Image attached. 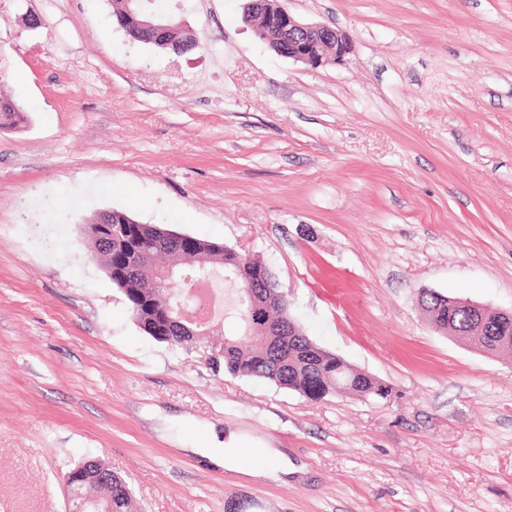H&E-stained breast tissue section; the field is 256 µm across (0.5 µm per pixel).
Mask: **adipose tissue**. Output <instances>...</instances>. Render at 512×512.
I'll return each mask as SVG.
<instances>
[{
	"label": "adipose tissue",
	"instance_id": "adipose-tissue-1",
	"mask_svg": "<svg viewBox=\"0 0 512 512\" xmlns=\"http://www.w3.org/2000/svg\"><path fill=\"white\" fill-rule=\"evenodd\" d=\"M203 447L205 456L213 461L237 467L250 476L275 479L295 470L286 457L272 448H262L255 452L240 446L235 440L231 441L229 447L222 448L212 438L204 441Z\"/></svg>",
	"mask_w": 512,
	"mask_h": 512
}]
</instances>
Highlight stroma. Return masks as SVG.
<instances>
[{"label":"stroma","instance_id":"1","mask_svg":"<svg viewBox=\"0 0 512 512\" xmlns=\"http://www.w3.org/2000/svg\"><path fill=\"white\" fill-rule=\"evenodd\" d=\"M245 3L161 0L198 39L174 55L111 0H0V95L28 115L0 128V512H65L87 457L139 512H512V360L419 306H512V0H280L351 40L321 65ZM112 209L260 257L390 397L312 401L142 332L78 230ZM212 433L296 471L221 467Z\"/></svg>","mask_w":512,"mask_h":512}]
</instances>
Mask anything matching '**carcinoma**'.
I'll return each mask as SVG.
<instances>
[{
    "label": "carcinoma",
    "instance_id": "1",
    "mask_svg": "<svg viewBox=\"0 0 512 512\" xmlns=\"http://www.w3.org/2000/svg\"><path fill=\"white\" fill-rule=\"evenodd\" d=\"M170 25L167 37L171 41L190 39L180 20L166 16ZM27 122V115L11 97L0 98V128L16 129ZM198 248L189 253L181 246H174L147 254L140 271L129 282V287L117 284L124 295L127 307L138 327L153 339L190 348L196 345L195 337L162 336L158 325L165 324L162 317L164 298L174 291L188 294L191 283L212 276V269L231 263L225 250L218 243L199 239ZM165 256L167 263L175 262L182 268L181 279L173 288L155 285L143 290L140 282L156 277L158 266L154 259ZM273 289L258 280L252 284L241 311L236 313L238 322L249 326V338H240L239 331L224 333V342L218 348L224 368L232 375L267 380L280 388L293 390L310 400H321L329 395H349L364 399H385L391 389L376 377L350 368L340 357L315 345L288 314V306L270 300ZM420 305L426 315L439 311V329L449 331L476 344L481 352L497 357H512V322H502L497 315L486 316L481 333H475V323L469 312L454 304L441 302V295L434 292L421 294ZM261 317L251 321L253 309ZM112 502L120 512L130 507L128 485L119 476L112 480Z\"/></svg>",
    "mask_w": 512,
    "mask_h": 512
}]
</instances>
